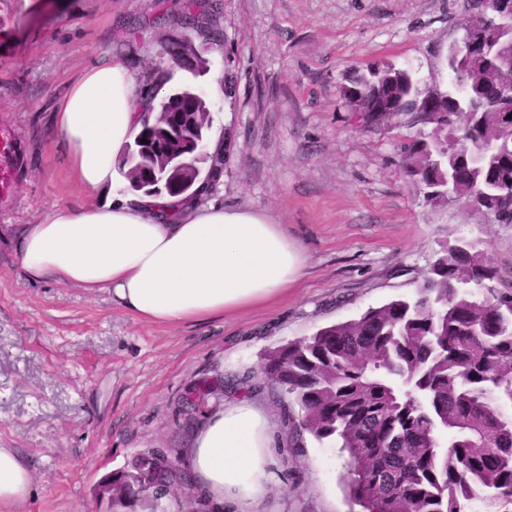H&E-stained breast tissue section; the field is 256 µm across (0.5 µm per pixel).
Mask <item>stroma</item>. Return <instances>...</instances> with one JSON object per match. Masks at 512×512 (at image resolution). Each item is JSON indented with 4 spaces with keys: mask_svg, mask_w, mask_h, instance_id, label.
Listing matches in <instances>:
<instances>
[{
    "mask_svg": "<svg viewBox=\"0 0 512 512\" xmlns=\"http://www.w3.org/2000/svg\"><path fill=\"white\" fill-rule=\"evenodd\" d=\"M184 0H0V448L28 468L14 512H114L95 486L151 450L183 459L212 406L246 397L268 415L278 476L261 512H351L345 453L292 433L280 391L262 377L266 351L410 295L444 241L479 238L512 291V224H486L455 203L434 209L404 177L407 117L351 111L343 91L392 64L446 88L449 47L471 0H219L209 69L172 72L209 91L224 169L209 198L265 213L303 248V276L277 302L203 324L139 319L111 292L30 280L16 231L82 203L52 114L84 69L121 60L138 81L180 36ZM223 392L191 407L201 379ZM130 512H225L175 485Z\"/></svg>",
    "mask_w": 512,
    "mask_h": 512,
    "instance_id": "stroma-1",
    "label": "stroma"
}]
</instances>
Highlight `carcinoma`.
I'll list each match as a JSON object with an SVG mask.
<instances>
[{"mask_svg": "<svg viewBox=\"0 0 512 512\" xmlns=\"http://www.w3.org/2000/svg\"><path fill=\"white\" fill-rule=\"evenodd\" d=\"M214 0H188L181 20L207 33ZM464 67L448 52L452 85L437 111L416 109L427 84L393 65L351 81L344 96L355 112L409 117L418 135L404 146L402 170L428 205L440 207L450 188L476 213L512 214L500 188L512 185V118L474 112L454 128L468 148L455 154L441 114L492 101L512 88V29ZM170 119L155 130L154 146L175 138L181 155L195 133L178 112H206L185 85L153 108ZM497 270L487 252L456 240L443 245L413 293L359 317L271 351L263 375L288 400V422L317 440L335 441L348 458L346 484L364 512H512V291L479 295ZM112 507L127 509L165 494L181 480L155 451L112 473Z\"/></svg>", "mask_w": 512, "mask_h": 512, "instance_id": "cac0c4a2", "label": "carcinoma"}]
</instances>
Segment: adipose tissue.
<instances>
[{"label":"adipose tissue","instance_id":"obj_1","mask_svg":"<svg viewBox=\"0 0 512 512\" xmlns=\"http://www.w3.org/2000/svg\"><path fill=\"white\" fill-rule=\"evenodd\" d=\"M136 84L116 60L94 64L70 84L52 121L76 184L93 200L21 227L24 270L91 293L112 290L154 323L204 322L278 297L302 275L305 259L282 225L263 214L181 195L96 201L101 188L123 187L116 157L149 107ZM184 455L196 485L226 512H258L275 477L268 423L247 398L209 412ZM30 486L17 454L0 448V512H12Z\"/></svg>","mask_w":512,"mask_h":512}]
</instances>
